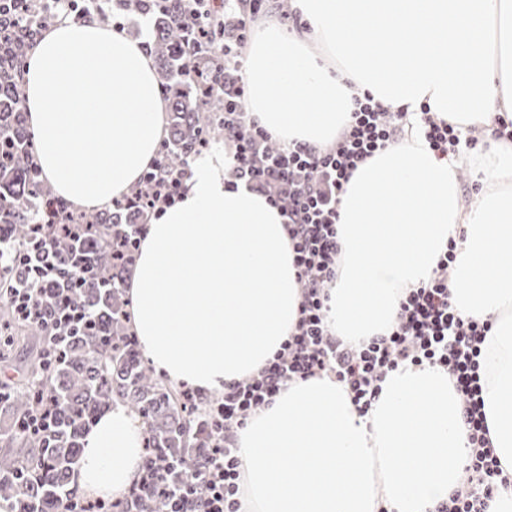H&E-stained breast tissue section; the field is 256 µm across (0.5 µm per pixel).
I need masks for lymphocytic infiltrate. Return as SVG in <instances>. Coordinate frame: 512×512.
I'll list each match as a JSON object with an SVG mask.
<instances>
[{
  "mask_svg": "<svg viewBox=\"0 0 512 512\" xmlns=\"http://www.w3.org/2000/svg\"><path fill=\"white\" fill-rule=\"evenodd\" d=\"M224 8L235 14L240 27L239 34L224 37V126L235 147L232 174L280 211L301 286L299 318L257 375L225 386L216 398L187 390L188 400L201 405L220 440L198 454L180 479L152 471L151 488L165 498L166 512H240L238 436L256 411L288 385L316 377L334 379L364 415L389 372L430 364L447 371L460 397L470 445L465 485L440 502L435 512H487L500 488L512 485V474L504 472L491 446L483 412L479 356L492 323L462 317L450 301L448 275L456 240H449L430 280L400 299L397 323L387 333L354 345L333 335L327 322L328 288L339 254V207L358 165L403 139L412 121L441 159L462 147L475 149L476 138L435 119L428 108L413 115L403 107L392 111L367 93L355 99L347 125L330 147L283 142L274 153L265 154L272 137L245 110L246 77L236 46L246 40L252 22L261 15L291 20L299 30L306 23L296 13L283 12L281 0H224ZM13 255L26 272L8 290L19 318L37 321L53 342L90 322V313L73 300L74 289L86 278L84 270L63 269L47 257L18 255L13 246L0 244V262Z\"/></svg>",
  "mask_w": 512,
  "mask_h": 512,
  "instance_id": "1",
  "label": "lymphocytic infiltrate"
}]
</instances>
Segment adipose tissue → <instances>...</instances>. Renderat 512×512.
<instances>
[{
    "label": "adipose tissue",
    "mask_w": 512,
    "mask_h": 512,
    "mask_svg": "<svg viewBox=\"0 0 512 512\" xmlns=\"http://www.w3.org/2000/svg\"><path fill=\"white\" fill-rule=\"evenodd\" d=\"M309 30L259 20L246 54V107L273 138L322 146L354 94L391 108L428 104L460 130L512 116V0H295ZM24 98L56 195L100 207L156 157L165 102L140 43L97 21L43 32ZM234 149L198 156L179 203L149 224L127 279L143 355L171 383L206 394L258 373L294 329L301 301L278 210L230 175ZM481 188L464 199L461 167ZM329 324L359 342L396 322L403 291L428 281L457 238L448 281L466 317L488 318L481 384L492 446L512 473V140L437 159L418 129L359 165L339 209ZM143 426L121 404L84 434L70 482L90 497L128 494Z\"/></svg>",
    "instance_id": "obj_1"
}]
</instances>
